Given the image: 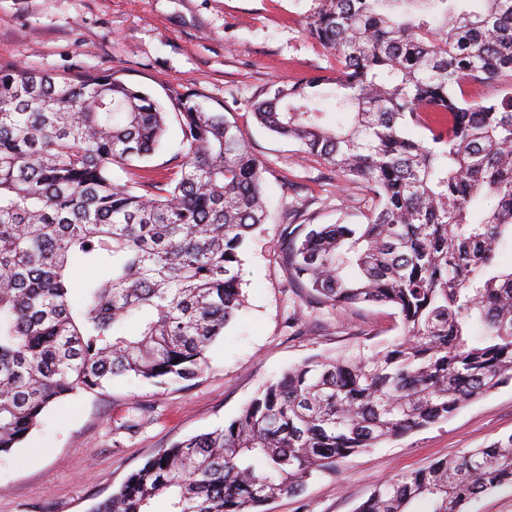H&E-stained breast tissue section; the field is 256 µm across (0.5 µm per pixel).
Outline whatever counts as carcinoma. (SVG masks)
Here are the masks:
<instances>
[{
  "mask_svg": "<svg viewBox=\"0 0 512 512\" xmlns=\"http://www.w3.org/2000/svg\"><path fill=\"white\" fill-rule=\"evenodd\" d=\"M313 2L306 36L336 77L275 84L254 115L373 208L362 224H286L276 249L309 303L389 306L401 336L288 369L92 512L161 497L168 512H262L512 380V268L495 263L512 247V0ZM172 115L183 156L145 176ZM264 171L194 94L171 114L114 72L0 64V457L51 405L115 377H198L241 306ZM78 265L107 277L76 284ZM505 483L512 435L393 478L355 512H465Z\"/></svg>",
  "mask_w": 512,
  "mask_h": 512,
  "instance_id": "carcinoma-1",
  "label": "carcinoma"
}]
</instances>
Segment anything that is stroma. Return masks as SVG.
Here are the masks:
<instances>
[{
    "mask_svg": "<svg viewBox=\"0 0 512 512\" xmlns=\"http://www.w3.org/2000/svg\"><path fill=\"white\" fill-rule=\"evenodd\" d=\"M312 0H0V63L59 75L110 71L163 103L200 94L264 163L268 214L244 256L243 307L197 379H114L54 404L0 458V512H91L161 449L224 426L270 378L315 355L398 336L388 308L313 307L288 284L282 225L364 222L369 194L261 127L252 104L275 82L323 74L304 33ZM512 435V381L433 424L349 457L264 512H354L385 481Z\"/></svg>",
    "mask_w": 512,
    "mask_h": 512,
    "instance_id": "obj_1",
    "label": "stroma"
}]
</instances>
